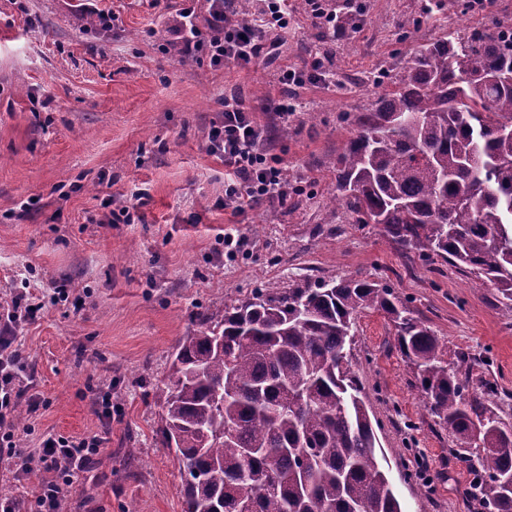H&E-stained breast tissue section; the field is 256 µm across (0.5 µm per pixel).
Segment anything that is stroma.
<instances>
[{
  "mask_svg": "<svg viewBox=\"0 0 512 512\" xmlns=\"http://www.w3.org/2000/svg\"><path fill=\"white\" fill-rule=\"evenodd\" d=\"M329 0L342 34L291 0L288 35L258 63L183 62L172 44L179 0H0V298L43 307L16 331L27 357V412L16 436L94 434L105 443L72 485L64 512H183L177 460L162 448L159 388L171 355L203 316L256 289L360 276L395 288L472 378L498 390L512 424V309L492 286L442 260L401 254L377 224L328 206L349 113L394 77L412 39L512 18V0ZM111 30L86 31L97 14ZM339 68L343 87L285 94L282 67ZM234 96L267 132L288 177L286 204L224 206V160L207 132ZM297 108L281 124L276 107ZM128 208L129 220L113 214ZM70 286L52 300V285ZM402 512H483L474 475L428 412L393 324L359 313L347 351ZM112 396V418L101 397ZM37 407H30V399Z\"/></svg>",
  "mask_w": 512,
  "mask_h": 512,
  "instance_id": "stroma-1",
  "label": "stroma"
}]
</instances>
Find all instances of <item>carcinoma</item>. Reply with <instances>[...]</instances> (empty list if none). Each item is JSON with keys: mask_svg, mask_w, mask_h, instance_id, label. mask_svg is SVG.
<instances>
[{"mask_svg": "<svg viewBox=\"0 0 512 512\" xmlns=\"http://www.w3.org/2000/svg\"><path fill=\"white\" fill-rule=\"evenodd\" d=\"M331 202L403 252L441 259L512 304V25L492 18L412 45L350 120ZM384 313L429 413L469 450L486 512H512V424L497 391L388 286L347 278L257 290L183 337L160 393L185 512H401L346 343Z\"/></svg>", "mask_w": 512, "mask_h": 512, "instance_id": "cac0c4a2", "label": "carcinoma"}]
</instances>
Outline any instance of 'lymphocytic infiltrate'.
<instances>
[{
    "instance_id": "obj_1",
    "label": "lymphocytic infiltrate",
    "mask_w": 512,
    "mask_h": 512,
    "mask_svg": "<svg viewBox=\"0 0 512 512\" xmlns=\"http://www.w3.org/2000/svg\"><path fill=\"white\" fill-rule=\"evenodd\" d=\"M208 17L199 21L196 0H182L176 40L185 56H209L213 65H248L268 56L288 33V0H258L249 22L230 13V0H207ZM266 132L242 101L228 98L224 113L208 133L209 148L224 158V205L243 211L257 202L284 203L288 178L283 168L269 161L263 148ZM36 298L18 293L7 311H0V462L16 461L11 471L15 491L0 496V512H62L74 479L98 455L104 443L94 435L79 440L45 438L38 457L46 473L35 486H27L26 449L15 440L14 416L24 392L19 371L26 358L16 343L19 325L36 313Z\"/></svg>"
}]
</instances>
